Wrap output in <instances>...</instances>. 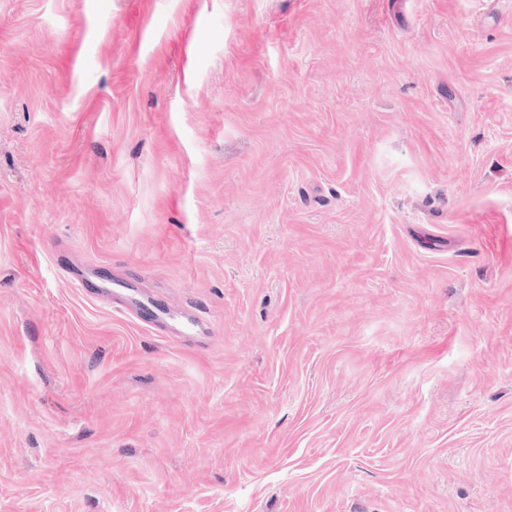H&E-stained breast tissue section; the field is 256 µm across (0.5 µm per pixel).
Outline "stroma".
Returning a JSON list of instances; mask_svg holds the SVG:
<instances>
[{
  "instance_id": "35a3bbf8",
  "label": "stroma",
  "mask_w": 512,
  "mask_h": 512,
  "mask_svg": "<svg viewBox=\"0 0 512 512\" xmlns=\"http://www.w3.org/2000/svg\"><path fill=\"white\" fill-rule=\"evenodd\" d=\"M0 512H512V0H0Z\"/></svg>"
}]
</instances>
